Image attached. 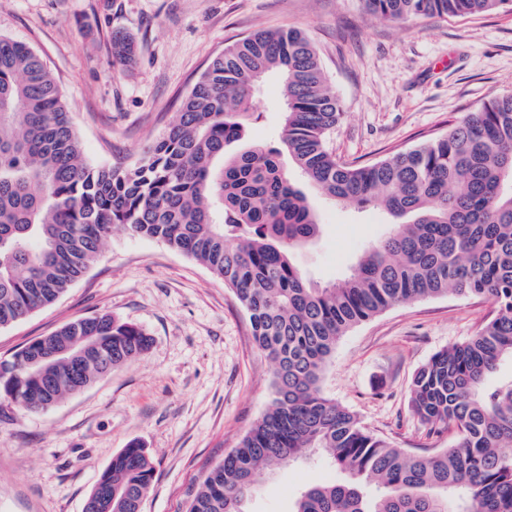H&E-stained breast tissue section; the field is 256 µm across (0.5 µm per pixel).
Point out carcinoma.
<instances>
[{
  "label": "carcinoma",
  "instance_id": "carcinoma-1",
  "mask_svg": "<svg viewBox=\"0 0 512 512\" xmlns=\"http://www.w3.org/2000/svg\"><path fill=\"white\" fill-rule=\"evenodd\" d=\"M507 0H362L384 19L471 16ZM271 75L285 102L281 148L239 147L240 117ZM342 118L318 53L296 28L256 31L215 56L176 122L119 170L88 165L60 89L38 54L0 36V327L54 303L99 255L112 230L162 240L224 279L270 360L268 409L197 486L188 512H247L262 479L319 453L344 478L312 484L290 512H512V94L483 102L421 145L366 165L326 143ZM287 152L330 200L376 207L387 234L344 278L320 286L293 259L320 224L284 170ZM482 298L495 311L470 339L415 373L414 414L456 444L409 453L367 432L327 397L323 374L340 338L387 308L443 295ZM93 336L112 366L143 354L149 337L108 314L80 318L17 352L0 394L50 407L102 374L75 356ZM154 463L131 444L90 494L96 512H141Z\"/></svg>",
  "mask_w": 512,
  "mask_h": 512
}]
</instances>
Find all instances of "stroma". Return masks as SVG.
Segmentation results:
<instances>
[{"instance_id":"stroma-1","label":"stroma","mask_w":512,"mask_h":512,"mask_svg":"<svg viewBox=\"0 0 512 512\" xmlns=\"http://www.w3.org/2000/svg\"><path fill=\"white\" fill-rule=\"evenodd\" d=\"M294 27L316 47L343 117L337 157L369 164L445 133L449 123L512 93V8L479 16L388 20L359 0H0V36L43 59L63 92L83 156L127 169L176 120L183 98L224 48L258 30ZM135 48L113 57V39ZM244 142L280 145L277 79L242 119ZM307 194L322 223L296 263L320 284L349 272L389 228L374 208ZM483 299L443 296L393 306L342 337L325 394L372 434L409 452L449 448L411 410L416 371L491 318ZM100 314L151 338L141 356L35 413L0 400V512H82L114 455L131 443L156 466L142 512H187L196 484L267 408L272 366L256 348L234 291L166 243L114 230L86 274L54 304L0 328V361L63 325ZM316 456L280 468L248 512H289L308 485L340 479Z\"/></svg>"}]
</instances>
